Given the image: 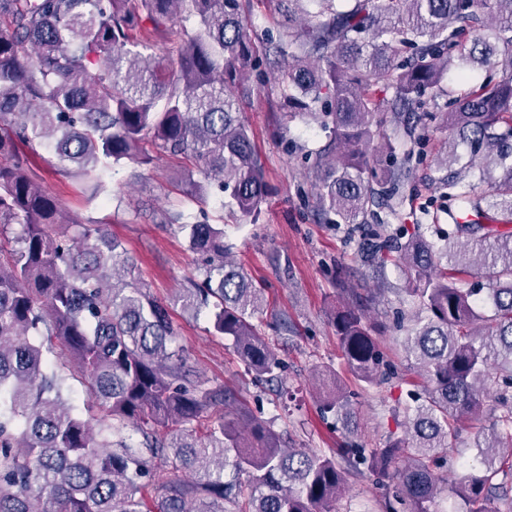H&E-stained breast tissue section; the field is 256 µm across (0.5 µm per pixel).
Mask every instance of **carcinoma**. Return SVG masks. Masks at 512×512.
Segmentation results:
<instances>
[{"label": "carcinoma", "instance_id": "1", "mask_svg": "<svg viewBox=\"0 0 512 512\" xmlns=\"http://www.w3.org/2000/svg\"><path fill=\"white\" fill-rule=\"evenodd\" d=\"M307 1L316 12L303 10ZM272 2L281 30L266 55L288 62L277 78L282 106L329 130L316 207L345 223L389 204L408 175L403 164L374 170L375 112L390 109L420 143L422 97L442 94L457 70L454 109L441 115L453 140L438 169L460 160L459 143L483 148L479 183L462 176L474 156L439 178L459 203L447 235L407 234L394 246L417 308L403 345L426 400L383 448L282 447L232 390L187 364L168 307L127 280L134 262L121 243L64 217L20 152L46 144L57 174L95 197L106 194L108 170L149 166L163 151L194 161L229 193L226 205L258 214L271 188L231 92L256 64L242 0H0V512H146L141 481L159 467L195 479L163 484L152 512H336L352 456L394 483L393 512H435V458L460 422L480 420L491 384L512 385V231L498 229L512 224V0ZM184 13L196 20L191 32L175 28ZM172 37L178 50L164 73L144 52ZM400 45L411 55L398 62ZM497 56L500 77L477 80ZM178 228L204 258L202 281L179 294L183 307L210 309L212 333L232 340L245 369L280 382L283 363L253 322L263 289L228 259L224 225L201 212ZM474 274L490 285L483 302L464 287ZM333 320L347 367L374 382L382 357L357 298L342 300ZM53 336L100 405L95 427L49 370ZM321 411L351 431L334 376ZM474 449L480 467L452 487L462 512H512L509 398L476 428Z\"/></svg>", "mask_w": 512, "mask_h": 512}]
</instances>
